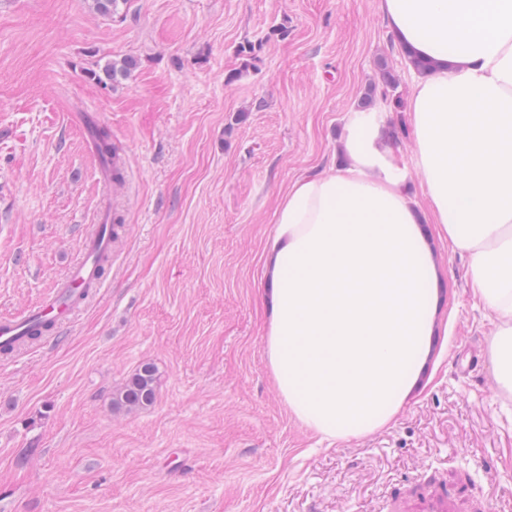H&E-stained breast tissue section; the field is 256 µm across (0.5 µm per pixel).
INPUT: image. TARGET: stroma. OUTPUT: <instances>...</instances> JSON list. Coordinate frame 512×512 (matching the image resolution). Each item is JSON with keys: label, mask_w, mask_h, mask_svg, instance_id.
<instances>
[{"label": "stroma", "mask_w": 512, "mask_h": 512, "mask_svg": "<svg viewBox=\"0 0 512 512\" xmlns=\"http://www.w3.org/2000/svg\"><path fill=\"white\" fill-rule=\"evenodd\" d=\"M381 0H0V317L63 277L106 189L76 116L128 156L126 231L69 328L0 356V512H512V392L470 256L431 225L437 332L399 412L328 443L265 357L264 252L288 185L335 162L365 95L423 200L412 74ZM261 44L240 71L237 49ZM127 55L113 88L86 73ZM387 63L395 86L383 82ZM156 400L112 393L142 364Z\"/></svg>", "instance_id": "1"}]
</instances>
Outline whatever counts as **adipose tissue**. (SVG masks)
Listing matches in <instances>:
<instances>
[{"label": "adipose tissue", "mask_w": 512, "mask_h": 512, "mask_svg": "<svg viewBox=\"0 0 512 512\" xmlns=\"http://www.w3.org/2000/svg\"><path fill=\"white\" fill-rule=\"evenodd\" d=\"M397 46L429 64L409 109L428 210L381 134L349 112L339 162L283 192L266 244V357L292 416L326 440L387 424L435 324L440 276L425 220L471 257L512 391V0H382Z\"/></svg>", "instance_id": "1"}]
</instances>
